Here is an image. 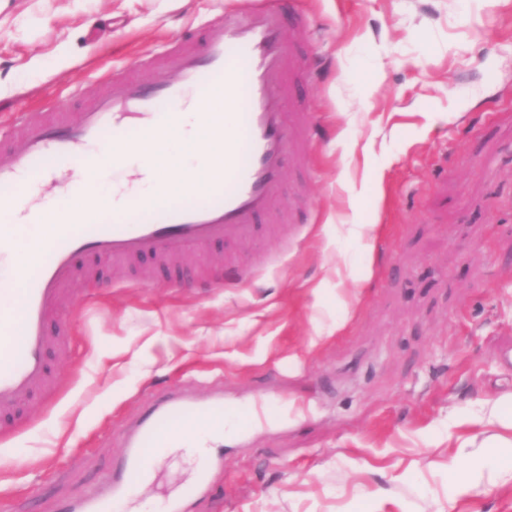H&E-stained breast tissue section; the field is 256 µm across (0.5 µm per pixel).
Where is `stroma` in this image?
Here are the masks:
<instances>
[{"instance_id": "stroma-1", "label": "stroma", "mask_w": 512, "mask_h": 512, "mask_svg": "<svg viewBox=\"0 0 512 512\" xmlns=\"http://www.w3.org/2000/svg\"><path fill=\"white\" fill-rule=\"evenodd\" d=\"M253 3L0 0V121L79 111L104 70ZM294 5L319 120L307 167L285 164L300 222L71 285L58 385L0 437V512L102 488L148 402L217 389L288 405L240 418L190 512H512V0ZM204 462L166 449L113 512H165Z\"/></svg>"}]
</instances>
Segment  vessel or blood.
<instances>
[{"label": "vessel or blood", "instance_id": "obj_1", "mask_svg": "<svg viewBox=\"0 0 512 512\" xmlns=\"http://www.w3.org/2000/svg\"><path fill=\"white\" fill-rule=\"evenodd\" d=\"M150 79L105 80L79 114L58 112L47 120L37 112L13 115L0 134V206L25 200L31 185L45 182L52 164L80 174L96 166L99 153L121 151L133 118L146 114L150 134L175 130V106L196 92L223 152L224 167L209 177L206 191L188 184L158 199L144 196L106 212L82 200L69 220H54L45 255L15 265L0 253V420L8 419L22 399L52 385L48 347L70 348L69 332L58 314L64 294L79 272L98 257L135 265L150 256L164 263L199 255L210 245L250 241L260 217L292 210L282 196L284 160L305 164L315 131L312 113L287 114L294 102L292 76L308 68L296 56L281 22L280 7L257 0L248 11L229 9L203 26L201 41L185 40L144 61ZM219 99H212L216 87ZM224 397L167 396L149 403L128 428L117 470L106 478V493L88 491L70 499L62 512H107L127 497L133 484L150 481L162 427L181 417L218 414ZM216 467L207 464L185 496L171 499L167 512H185L186 498L212 484Z\"/></svg>", "mask_w": 512, "mask_h": 512}]
</instances>
